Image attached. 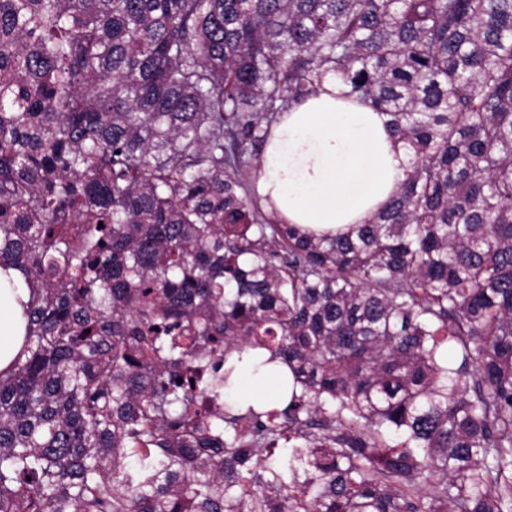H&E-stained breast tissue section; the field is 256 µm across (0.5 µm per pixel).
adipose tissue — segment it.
I'll return each instance as SVG.
<instances>
[{
	"label": "adipose tissue",
	"instance_id": "ef3b65f1",
	"mask_svg": "<svg viewBox=\"0 0 512 512\" xmlns=\"http://www.w3.org/2000/svg\"><path fill=\"white\" fill-rule=\"evenodd\" d=\"M405 163L386 116L329 79L271 127L255 169L254 194L277 223L335 238L367 223L394 195ZM26 295V289L0 285V369L21 347L19 300Z\"/></svg>",
	"mask_w": 512,
	"mask_h": 512
}]
</instances>
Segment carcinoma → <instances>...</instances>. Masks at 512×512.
<instances>
[{
    "instance_id": "obj_1",
    "label": "carcinoma",
    "mask_w": 512,
    "mask_h": 512,
    "mask_svg": "<svg viewBox=\"0 0 512 512\" xmlns=\"http://www.w3.org/2000/svg\"><path fill=\"white\" fill-rule=\"evenodd\" d=\"M328 77L408 160L314 238L249 186ZM0 267V512H512V0H0ZM25 288H0V369H4L19 351L22 339L24 318L17 302L21 297L27 300ZM278 394L273 381L265 376L243 375L239 381L238 395L254 402L274 399Z\"/></svg>"
}]
</instances>
